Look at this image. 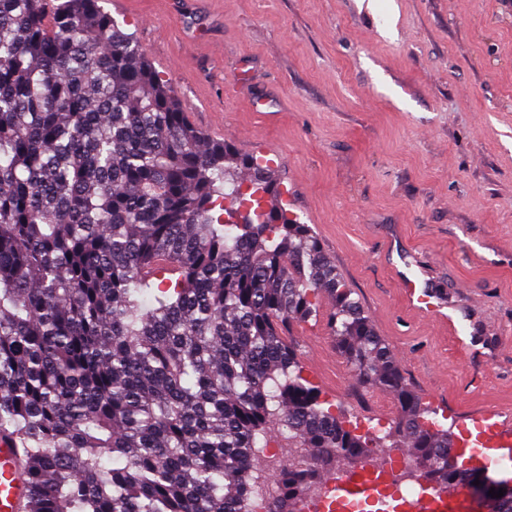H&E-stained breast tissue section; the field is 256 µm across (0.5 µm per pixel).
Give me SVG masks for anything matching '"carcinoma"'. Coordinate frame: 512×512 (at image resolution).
Instances as JSON below:
<instances>
[{
  "label": "carcinoma",
  "mask_w": 512,
  "mask_h": 512,
  "mask_svg": "<svg viewBox=\"0 0 512 512\" xmlns=\"http://www.w3.org/2000/svg\"><path fill=\"white\" fill-rule=\"evenodd\" d=\"M278 185L188 121L98 0H0V440L25 512H284L384 448L438 495L488 480L448 464L454 436ZM323 293L336 348L400 407L381 438L325 406L288 339ZM273 427L300 455L267 485Z\"/></svg>",
  "instance_id": "1"
}]
</instances>
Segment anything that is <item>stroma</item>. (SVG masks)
Here are the masks:
<instances>
[{"instance_id": "obj_1", "label": "stroma", "mask_w": 512, "mask_h": 512, "mask_svg": "<svg viewBox=\"0 0 512 512\" xmlns=\"http://www.w3.org/2000/svg\"><path fill=\"white\" fill-rule=\"evenodd\" d=\"M189 120L264 154L402 376L458 446L512 415V0H100ZM472 339L406 310L387 249ZM296 323L305 373L359 429L398 420L329 336Z\"/></svg>"}]
</instances>
